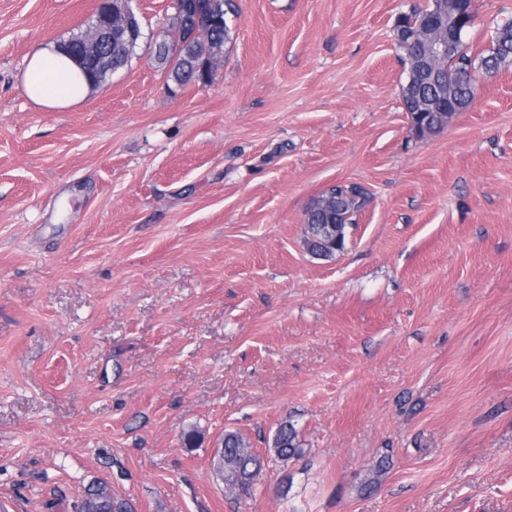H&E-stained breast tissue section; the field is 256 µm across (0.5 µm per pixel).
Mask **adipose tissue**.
Wrapping results in <instances>:
<instances>
[{
	"instance_id": "ef3b65f1",
	"label": "adipose tissue",
	"mask_w": 512,
	"mask_h": 512,
	"mask_svg": "<svg viewBox=\"0 0 512 512\" xmlns=\"http://www.w3.org/2000/svg\"><path fill=\"white\" fill-rule=\"evenodd\" d=\"M75 69V64L57 47L33 51L23 78L27 96L48 108H66L83 101L92 85L84 81L79 87H71L69 77Z\"/></svg>"
}]
</instances>
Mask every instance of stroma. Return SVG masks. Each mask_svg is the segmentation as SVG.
Returning <instances> with one entry per match:
<instances>
[{"label": "stroma", "instance_id": "1", "mask_svg": "<svg viewBox=\"0 0 512 512\" xmlns=\"http://www.w3.org/2000/svg\"><path fill=\"white\" fill-rule=\"evenodd\" d=\"M100 3L0 0V512L94 480L135 512H512V64L418 136L394 28L429 0H233L173 88L171 0H132L128 65L36 105L27 55ZM478 4L481 50L512 0ZM339 181L369 202L318 259ZM287 420L302 456L227 493L224 432L264 454ZM214 8L219 13L222 22L219 25L206 28L198 25L188 15H175L173 26L180 31L183 41H186L185 52L181 51L178 58L173 60L170 53L155 43V54L161 63L170 66L168 80L177 86L198 82L196 79L203 71V67L216 60L219 56L224 57V45L230 39L231 27L228 24V13L231 11V0H213ZM227 7V9H225ZM177 35L167 43L176 48L181 46V37ZM218 58L216 62L219 60ZM221 61L217 62L219 65Z\"/></svg>", "mask_w": 512, "mask_h": 512}]
</instances>
